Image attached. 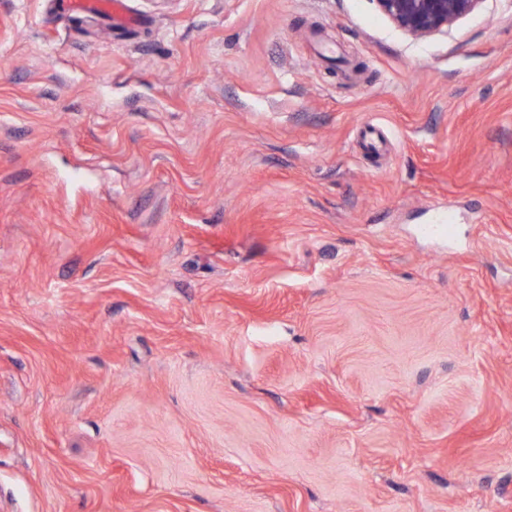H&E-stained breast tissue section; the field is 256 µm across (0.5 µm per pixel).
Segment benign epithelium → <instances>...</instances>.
<instances>
[{
	"instance_id": "1",
	"label": "benign epithelium",
	"mask_w": 512,
	"mask_h": 512,
	"mask_svg": "<svg viewBox=\"0 0 512 512\" xmlns=\"http://www.w3.org/2000/svg\"><path fill=\"white\" fill-rule=\"evenodd\" d=\"M378 13L407 37L422 41L445 33L484 0H371Z\"/></svg>"
}]
</instances>
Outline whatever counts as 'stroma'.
Wrapping results in <instances>:
<instances>
[{"mask_svg":"<svg viewBox=\"0 0 512 512\" xmlns=\"http://www.w3.org/2000/svg\"><path fill=\"white\" fill-rule=\"evenodd\" d=\"M128 3L0 0V512H512V0ZM71 14L96 13L123 24L131 25L134 18L127 13L125 0H66ZM378 13L407 37L422 41L448 32L484 0H371Z\"/></svg>","mask_w":512,"mask_h":512,"instance_id":"35a3bbf8","label":"stroma"}]
</instances>
